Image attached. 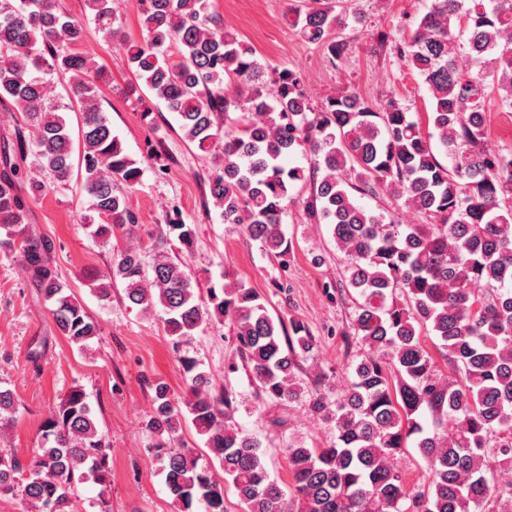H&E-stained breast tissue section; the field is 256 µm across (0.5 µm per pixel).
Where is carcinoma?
Returning a JSON list of instances; mask_svg holds the SVG:
<instances>
[{
  "mask_svg": "<svg viewBox=\"0 0 512 512\" xmlns=\"http://www.w3.org/2000/svg\"><path fill=\"white\" fill-rule=\"evenodd\" d=\"M108 2L89 6L98 27L114 35L120 25ZM139 5L147 38L128 43L129 64L177 114L182 139L212 158L205 184L224 223L242 225L284 267L293 251L282 230L288 202L297 184H310L308 213L329 225L344 256L345 287L358 296L353 335L366 349L333 397L302 385L304 366L316 361L308 326L274 319L253 289L211 283L201 296L162 236L148 263L135 246L114 254L108 272L88 285L108 304L119 280L130 306L161 311L186 380L180 400L166 383L154 386L146 421L150 432L167 435L152 451L176 512L198 505L224 512L226 481L243 512H471L504 497L512 512V481L489 478L494 464L512 461V149L486 147L490 107L512 112V0H431L399 49L429 93L424 125L394 99L377 108L355 92L314 110L301 76L265 73L205 0ZM347 20L329 0H309L290 25L334 61L346 42L331 35ZM82 39V25L57 0H0V103L23 121L0 136V250L19 255L60 335L79 350L101 326L59 275L53 243L33 232L23 195L61 188L73 172L71 130L46 75L65 80L82 115L78 164L92 236L133 231L121 189L144 173L112 134L99 100L108 74ZM226 80L250 93L228 96ZM238 111L242 117L231 116ZM296 154L308 166L285 167ZM380 192L427 223L403 224L358 201ZM165 223L189 249L194 230L182 213L167 212ZM225 321L258 394L302 400L331 426L328 446L288 443L287 490L271 478L262 441L233 420L232 394L215 392L198 359L180 354L195 331ZM425 334L457 378L440 373ZM16 406L14 394L0 389L1 441ZM187 418L218 466L170 446ZM409 443L426 468L427 488L414 493L394 466ZM109 457L96 412L74 386L41 423L28 460L0 449V495L20 493L31 512H80L78 488L91 482L100 512H111Z\"/></svg>",
  "mask_w": 512,
  "mask_h": 512,
  "instance_id": "obj_1",
  "label": "carcinoma"
}]
</instances>
